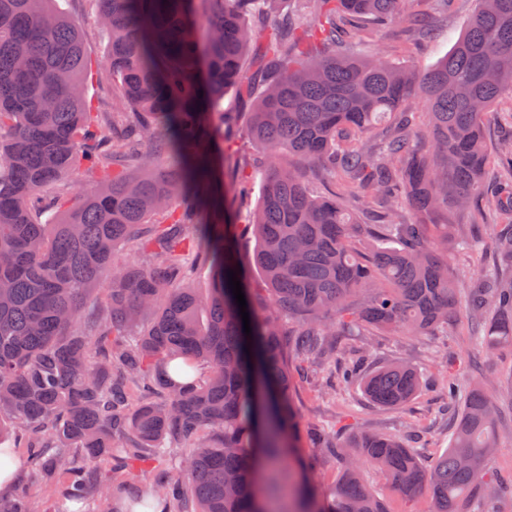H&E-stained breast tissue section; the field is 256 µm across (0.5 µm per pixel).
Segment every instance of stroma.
<instances>
[{
	"label": "stroma",
	"instance_id": "1",
	"mask_svg": "<svg viewBox=\"0 0 512 512\" xmlns=\"http://www.w3.org/2000/svg\"><path fill=\"white\" fill-rule=\"evenodd\" d=\"M58 7L79 21L84 45L92 64L106 55V35L94 23L93 0H58ZM476 0H453L447 16L436 20L435 35L424 42L414 41L409 33L394 29L382 31L378 40L366 45V52L389 55L393 61L426 71L433 68L456 43L467 27ZM464 231L479 238L470 252L448 247V262L463 282H470L495 259L491 226L473 223L469 213L456 217ZM349 349L370 351L383 360L402 357L426 370L427 384L409 410H388L373 406L353 384L345 383L326 368L295 379L294 401L304 423L323 428L327 435H348L362 428L407 435L416 431L428 458L442 454L448 446L453 420L447 415L448 385H468L477 381L492 394L500 395L512 385V344L489 351L469 339L463 326H453L444 336H346Z\"/></svg>",
	"mask_w": 512,
	"mask_h": 512
}]
</instances>
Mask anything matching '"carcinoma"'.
Here are the masks:
<instances>
[{
  "mask_svg": "<svg viewBox=\"0 0 512 512\" xmlns=\"http://www.w3.org/2000/svg\"><path fill=\"white\" fill-rule=\"evenodd\" d=\"M256 17L258 0H96L108 34L111 111L86 97L79 27L54 0H0V439L24 440L35 476L62 479L70 501L126 489L139 465L175 470L164 512H388L363 477L378 471L428 512H498L487 462L501 415L478 385L449 391L448 449L371 429L328 452L341 470L324 495L290 486L283 510L259 474L302 438L295 373L328 365L368 399L402 410L425 380L407 361L373 368L333 336L448 335L466 321L486 349L512 343V231L460 308L448 219L484 196L489 111L512 101V0H479L458 42L420 72L352 50L354 18L431 35L434 11L404 0H295ZM266 39L256 44V25ZM260 95L235 146L224 92ZM430 109L424 122L408 111ZM223 130L225 146L209 142ZM102 173L74 190L80 165ZM266 188L240 220L251 178ZM341 181L315 195L309 183ZM512 177L495 202L512 228ZM255 240L251 264L224 249V224ZM205 262L209 285L189 282ZM258 269L263 287L249 280ZM236 272L251 335L229 285ZM106 288L98 296L100 288ZM91 306L97 316L81 321ZM209 368L199 381L198 364ZM186 456L173 460L166 443ZM152 507V493L121 500ZM0 512H33L27 488L0 491Z\"/></svg>",
  "mask_w": 512,
  "mask_h": 512,
  "instance_id": "1",
  "label": "carcinoma"
}]
</instances>
